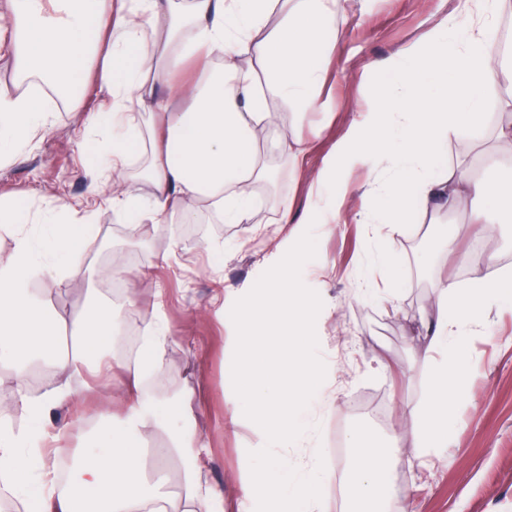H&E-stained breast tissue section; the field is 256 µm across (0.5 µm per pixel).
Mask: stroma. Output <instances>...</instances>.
<instances>
[{
    "mask_svg": "<svg viewBox=\"0 0 512 512\" xmlns=\"http://www.w3.org/2000/svg\"><path fill=\"white\" fill-rule=\"evenodd\" d=\"M455 5L456 0H348L336 20L342 39L324 88L331 103L327 126L304 159L282 170L280 187L292 199L293 216L309 210L307 187L343 140L356 106L382 87L384 76L369 70L370 61L419 43ZM38 96L55 117L34 147L0 167V193L41 215L62 204L93 214L89 234L72 240L75 257L64 285L48 281L44 290L67 317L103 287L98 271L114 252L131 253L133 267L149 273V281H126L124 291L135 297L137 310L151 319L163 317L174 330L165 374L153 381L151 393L161 409L184 410L182 430L206 446L199 458L203 482L223 488L224 512H239L236 491L248 476L243 451L262 447L265 439L241 415L231 381L236 332L230 317L217 314L215 301L232 307L286 253L289 243L276 233L280 212L265 203L253 224L203 223L196 237L179 224H155L143 232L119 223L90 193L91 161L112 146L106 125L86 123L93 94L66 103L48 91ZM502 99L500 90H488L478 123L449 137L447 157L435 163V172L448 174L464 162L470 172L482 171L485 160L473 147L496 139L505 120ZM362 207L361 195L352 194L334 234L314 229L317 256L304 265L302 279L323 300L316 333L327 376L307 407L305 432L278 454L301 466L316 454H330L337 441L344 450L334 466L339 473L355 459L350 436L368 431L392 458L388 512H512V309H491L490 335L467 339L471 393L453 416L447 449L420 459L396 439L408 425V411L425 400L431 384V370L420 358L423 313L433 305L440 281L464 287L475 273L448 262L437 249L421 250L418 241L431 237L434 225L454 223L460 227L459 247L467 253L475 230L465 214L435 212L418 198L408 201L409 221L394 232L359 223ZM379 250L399 261L394 302L384 294L385 272L373 263ZM165 253L171 256L166 263L160 260ZM158 286L165 293L161 306L154 296ZM72 388L73 401L60 407L51 423L60 432L54 459L59 469L85 448L103 452L113 424L126 412L127 388L121 382L107 387L86 375L74 378Z\"/></svg>",
    "mask_w": 512,
    "mask_h": 512,
    "instance_id": "35a3bbf8",
    "label": "stroma"
}]
</instances>
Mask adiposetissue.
I'll list each match as a JSON object with an SVG mask.
<instances>
[{"mask_svg": "<svg viewBox=\"0 0 512 512\" xmlns=\"http://www.w3.org/2000/svg\"><path fill=\"white\" fill-rule=\"evenodd\" d=\"M341 7L342 0H0V17L10 22L0 30V61L19 82L58 76L94 83L100 107L109 111L112 150L99 156L90 192L118 220L185 224L204 213L218 224H248L258 185L275 178L278 161L308 154L300 128L329 112L326 62L340 41ZM509 11L512 0H458L419 44L374 62L389 79L357 108L343 142L324 159L308 188L321 203L303 223L334 231L344 198L356 191L365 201V224L406 223L414 191L436 210L468 212L483 232L496 214L512 215V195L501 192L496 177H440L431 168L445 155L449 134L479 118L488 88L500 89L504 107L512 108V60L503 61L486 34ZM276 13L282 21L272 30ZM182 97L189 107L172 111L171 102ZM52 117L32 95H1L0 145L19 153ZM272 130L279 137L271 144ZM364 164L385 171L386 181L354 185L351 174ZM63 215L76 213L61 205L37 237L28 229L35 221L30 210L0 199V222L11 226L13 239L11 258L0 265V362L21 373L36 362L54 370L50 391L35 397L21 388L12 400L42 435L53 411L71 398V379L107 368L116 329L139 322L136 309L120 320L100 298L69 323L47 295L32 290L31 279L62 281L70 265ZM79 218L92 221L88 213ZM482 263L488 276L467 287L439 283L425 318L421 359L431 368V389L410 411L404 432L423 455L447 447L448 423L468 397L463 336L485 327L494 305L512 303V271L493 255ZM124 371L126 416L105 453L76 456L69 485L57 481L55 448H29L26 437L3 428L0 480L37 512H219L224 491L197 483L198 460L177 419L161 418L155 399L140 391L139 368ZM158 426L170 435L163 462L179 463L175 492L147 472L136 449L142 433ZM25 454L37 460L36 482L15 466ZM389 470L384 449L364 439L346 474L362 512H386Z\"/></svg>", "mask_w": 512, "mask_h": 512, "instance_id": "1", "label": "adipose tissue"}]
</instances>
